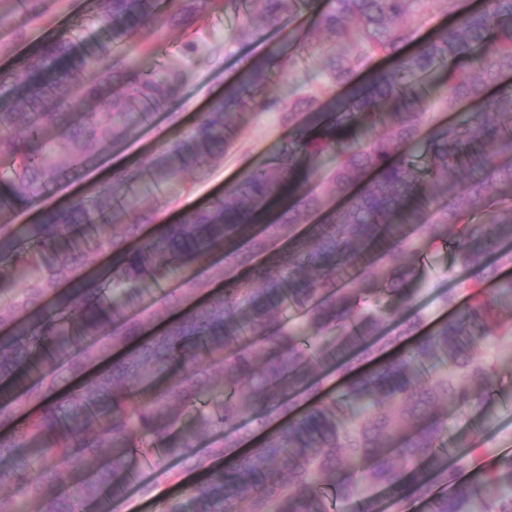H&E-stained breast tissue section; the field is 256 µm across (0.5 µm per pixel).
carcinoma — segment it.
Listing matches in <instances>:
<instances>
[{"instance_id":"1","label":"carcinoma","mask_w":512,"mask_h":512,"mask_svg":"<svg viewBox=\"0 0 512 512\" xmlns=\"http://www.w3.org/2000/svg\"><path fill=\"white\" fill-rule=\"evenodd\" d=\"M313 4L93 0L112 42L79 55L59 28L0 70V512H112L141 462L177 478L169 458L202 479L166 512H384L408 494L424 512H512V456L481 469L478 441L444 447L448 413L482 411L497 389L475 350L512 341L500 331L512 280L497 266L512 262V87L489 93L512 75V0H327L311 29L293 26ZM164 6L182 25L230 9L286 29L295 53L319 33L340 47L323 94L348 96L327 112L315 95L271 97L286 60L256 62L163 148L166 166L117 169L40 223H12L178 95L177 71L145 73L121 45ZM426 11L454 21L417 44ZM378 56L392 68L354 85ZM269 110L288 129L272 164L176 224L140 210L151 181L205 174L235 118ZM320 171L336 208L298 192ZM276 199L288 207L251 233ZM439 245L493 294L459 282L441 295L455 314L420 336L409 285ZM171 275L163 304L177 317L157 329L147 285Z\"/></svg>"}]
</instances>
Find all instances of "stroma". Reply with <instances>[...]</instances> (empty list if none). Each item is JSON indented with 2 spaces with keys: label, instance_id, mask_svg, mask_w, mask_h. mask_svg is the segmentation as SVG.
<instances>
[{
  "label": "stroma",
  "instance_id": "stroma-1",
  "mask_svg": "<svg viewBox=\"0 0 512 512\" xmlns=\"http://www.w3.org/2000/svg\"><path fill=\"white\" fill-rule=\"evenodd\" d=\"M243 22V16L219 12L187 28L160 22L132 37L131 43L136 48L134 57L142 67L175 69L182 73L183 84L178 97L170 104L168 112L158 114L151 124L107 146L95 166L77 178L59 182L35 207L18 211L16 223H36L41 214L103 184L106 171L114 167L156 162L163 144L180 138L209 103L223 95L225 88L237 79L244 60H268L285 49V33L268 28H253L248 38H240ZM66 23L79 27L74 40L75 52L90 51L97 43L110 38L108 31L92 21L90 0H49L46 13L36 19L17 9L14 0H0V67H12L18 59L39 47L53 29ZM188 41L197 46L190 57L181 50ZM332 50L331 43L319 41L313 51L295 54L288 69L272 70L267 93L285 97L317 91L322 81L321 60ZM236 125L232 148L211 162L207 176L177 175L152 188L147 207L159 209L168 223H177L186 213L206 206L212 197L223 194L250 169L271 163L287 136L279 113L274 111L243 113ZM462 278L471 283L478 280L475 273L454 267L447 250L437 248L429 254L411 304L412 313L423 319V329H430L451 317L453 310L443 305L441 296ZM477 356L498 363V387L491 410L486 414L449 416L448 433L457 438H478L480 446L474 456L481 466L489 468L498 458L497 448L502 443L512 442V344L505 342L496 348H480ZM167 465L180 473V482L166 479L153 469L145 471L143 487L131 488L114 512H130L134 507L141 512H165L168 500L179 496L184 486L197 480L196 474L183 471L177 459H168Z\"/></svg>",
  "mask_w": 512,
  "mask_h": 512
}]
</instances>
